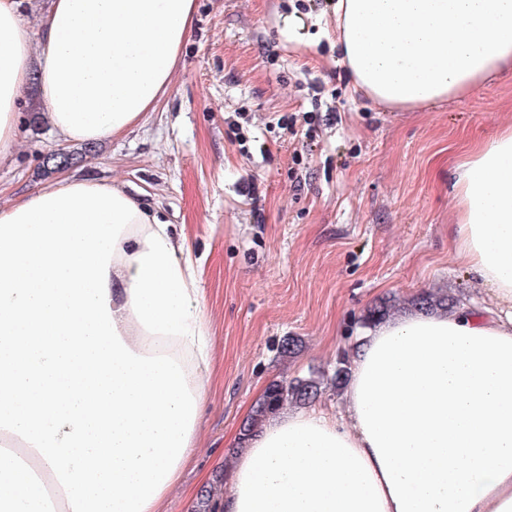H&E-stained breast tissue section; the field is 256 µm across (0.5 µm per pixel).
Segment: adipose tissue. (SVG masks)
I'll use <instances>...</instances> for the list:
<instances>
[{
	"label": "adipose tissue",
	"mask_w": 512,
	"mask_h": 512,
	"mask_svg": "<svg viewBox=\"0 0 512 512\" xmlns=\"http://www.w3.org/2000/svg\"><path fill=\"white\" fill-rule=\"evenodd\" d=\"M194 0H0V160L36 89L66 143L168 89ZM358 93L429 107L512 69V0H336ZM478 308L362 329L335 414L285 408L233 459L221 512H512V127L457 166ZM199 260L121 185L63 176L0 207V512H161L198 450L212 340Z\"/></svg>",
	"instance_id": "obj_1"
}]
</instances>
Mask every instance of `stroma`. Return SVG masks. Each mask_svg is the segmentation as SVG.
<instances>
[{
    "instance_id": "stroma-1",
    "label": "stroma",
    "mask_w": 512,
    "mask_h": 512,
    "mask_svg": "<svg viewBox=\"0 0 512 512\" xmlns=\"http://www.w3.org/2000/svg\"><path fill=\"white\" fill-rule=\"evenodd\" d=\"M39 110L23 97L0 206L53 179L41 160L61 143L33 121ZM511 126V70L446 103L391 110L354 92L329 0H195L166 94L68 171L159 207L201 259L211 383L199 450L162 512H188L201 479L223 471L271 381L331 377L374 303L424 289L484 299L455 258L456 165ZM289 336L302 346L285 359Z\"/></svg>"
}]
</instances>
